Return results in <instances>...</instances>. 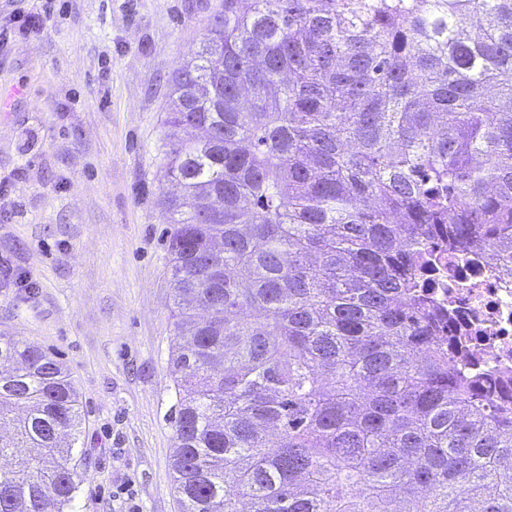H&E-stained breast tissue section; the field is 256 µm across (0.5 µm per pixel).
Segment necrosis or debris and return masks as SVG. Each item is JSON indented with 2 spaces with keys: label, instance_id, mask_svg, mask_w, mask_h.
Returning <instances> with one entry per match:
<instances>
[{
  "label": "necrosis or debris",
  "instance_id": "1",
  "mask_svg": "<svg viewBox=\"0 0 512 512\" xmlns=\"http://www.w3.org/2000/svg\"><path fill=\"white\" fill-rule=\"evenodd\" d=\"M433 252L442 253L440 245ZM438 288L431 294L448 311L442 333L455 368L495 378L489 393L512 397V272L485 252L442 253Z\"/></svg>",
  "mask_w": 512,
  "mask_h": 512
}]
</instances>
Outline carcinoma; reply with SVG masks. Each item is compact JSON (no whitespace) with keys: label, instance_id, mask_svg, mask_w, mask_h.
<instances>
[{"label":"carcinoma","instance_id":"cac0c4a2","mask_svg":"<svg viewBox=\"0 0 512 512\" xmlns=\"http://www.w3.org/2000/svg\"><path fill=\"white\" fill-rule=\"evenodd\" d=\"M182 512H512V402L431 242L512 258V0H224L172 77ZM0 512H75L78 394L0 334Z\"/></svg>","mask_w":512,"mask_h":512}]
</instances>
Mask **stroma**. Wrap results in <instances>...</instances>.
I'll list each match as a JSON object with an SVG mask.
<instances>
[{"mask_svg":"<svg viewBox=\"0 0 512 512\" xmlns=\"http://www.w3.org/2000/svg\"><path fill=\"white\" fill-rule=\"evenodd\" d=\"M222 3L0 0V333L76 388L78 512H181L165 119Z\"/></svg>","mask_w":512,"mask_h":512,"instance_id":"1","label":"stroma"}]
</instances>
